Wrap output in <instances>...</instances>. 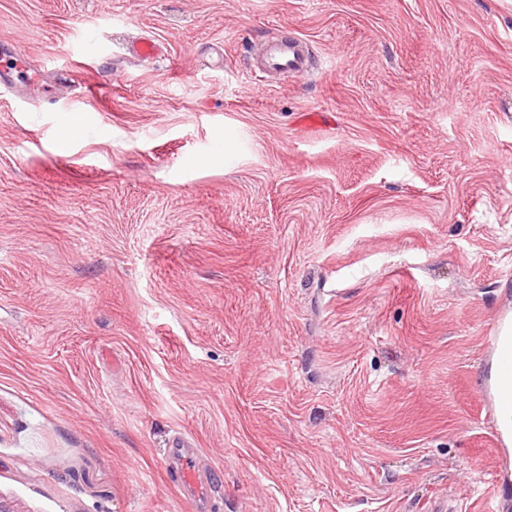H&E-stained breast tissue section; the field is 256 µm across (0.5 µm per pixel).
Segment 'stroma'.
I'll return each instance as SVG.
<instances>
[{
	"mask_svg": "<svg viewBox=\"0 0 512 512\" xmlns=\"http://www.w3.org/2000/svg\"><path fill=\"white\" fill-rule=\"evenodd\" d=\"M305 38L261 84L250 52ZM146 35L161 58L124 48ZM0 498L512 512V0H0ZM333 113L303 139L298 116ZM313 69V59L305 41L291 31H281L260 49L253 73L265 79L272 75L303 74ZM498 396L496 398V417L499 425L512 429V350L509 355L496 359L492 367ZM187 447L182 437H175L169 444L167 455L175 459V467L170 469L169 478L189 491L198 509L211 510V477L203 476L196 470L192 448Z\"/></svg>",
	"mask_w": 512,
	"mask_h": 512,
	"instance_id": "obj_1",
	"label": "stroma"
}]
</instances>
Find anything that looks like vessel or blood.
I'll use <instances>...</instances> for the list:
<instances>
[{"label":"vessel or blood","instance_id":"obj_1","mask_svg":"<svg viewBox=\"0 0 512 512\" xmlns=\"http://www.w3.org/2000/svg\"><path fill=\"white\" fill-rule=\"evenodd\" d=\"M313 68L312 55L305 41L291 31H282L269 38L262 46L254 71L261 78L273 75L303 74ZM174 459L169 471L171 481L187 489L201 512L212 500L210 477L201 475L194 463L193 452L183 438H174L167 450Z\"/></svg>","mask_w":512,"mask_h":512}]
</instances>
